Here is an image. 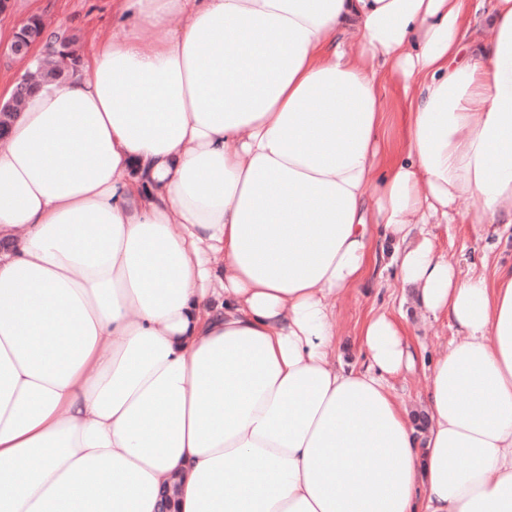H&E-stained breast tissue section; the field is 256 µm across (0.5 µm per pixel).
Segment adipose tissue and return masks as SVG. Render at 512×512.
I'll use <instances>...</instances> for the list:
<instances>
[{"instance_id": "obj_1", "label": "adipose tissue", "mask_w": 512, "mask_h": 512, "mask_svg": "<svg viewBox=\"0 0 512 512\" xmlns=\"http://www.w3.org/2000/svg\"><path fill=\"white\" fill-rule=\"evenodd\" d=\"M115 12L0 141V512H512V263L427 229L512 226V0ZM379 260L456 331L416 413L405 322L338 353ZM432 224V239L451 263L463 264L464 258L478 255L485 247L497 240L493 233L496 225ZM395 396L412 410L419 408L421 393L427 386V377L421 366L404 374L394 383Z\"/></svg>"}]
</instances>
